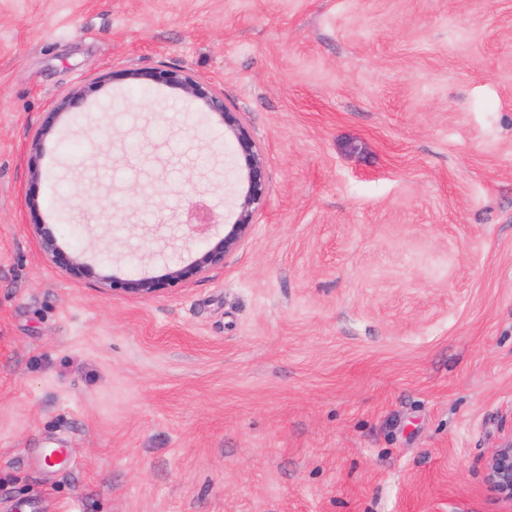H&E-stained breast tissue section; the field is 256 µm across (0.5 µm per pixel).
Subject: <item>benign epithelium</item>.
I'll return each mask as SVG.
<instances>
[{
  "instance_id": "benign-epithelium-1",
  "label": "benign epithelium",
  "mask_w": 512,
  "mask_h": 512,
  "mask_svg": "<svg viewBox=\"0 0 512 512\" xmlns=\"http://www.w3.org/2000/svg\"><path fill=\"white\" fill-rule=\"evenodd\" d=\"M119 80L130 89L160 90L168 97L193 104L195 111L208 116L228 149L232 167L224 175L232 179L235 201L232 218L224 231L211 235L213 213L204 200L198 199L182 210L179 224L186 230L184 245L190 252L189 262L172 261L137 275L112 268L111 259L98 254L90 257L62 241L58 225L36 223L29 233L43 257L69 278L88 284L111 296L150 299L161 296L193 278L224 265L251 236L253 224L268 194L266 156L253 138L241 113L224 100V93L214 84L197 78L185 69L159 65L149 70L132 68L118 75L105 74L92 85H76L58 99L28 143L29 153L42 156L46 143L63 125L75 122V114L85 110L89 94ZM202 244H195L198 238ZM485 479L497 501L512 512V429L505 433L485 464Z\"/></svg>"
}]
</instances>
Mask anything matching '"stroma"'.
I'll return each mask as SVG.
<instances>
[{"label":"stroma","mask_w":512,"mask_h":512,"mask_svg":"<svg viewBox=\"0 0 512 512\" xmlns=\"http://www.w3.org/2000/svg\"><path fill=\"white\" fill-rule=\"evenodd\" d=\"M162 63L242 113L268 195L223 266L112 297L29 225L149 270L187 184L231 215L212 131L117 81L35 185L27 144ZM509 428L512 0H0V512H501ZM485 479L489 491L498 502L512 511V428L505 433L485 464Z\"/></svg>","instance_id":"obj_1"}]
</instances>
